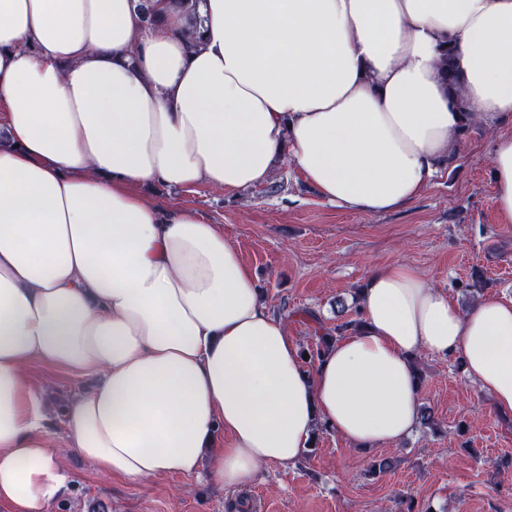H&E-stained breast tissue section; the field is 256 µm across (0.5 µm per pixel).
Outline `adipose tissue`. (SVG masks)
Listing matches in <instances>:
<instances>
[{"mask_svg":"<svg viewBox=\"0 0 512 512\" xmlns=\"http://www.w3.org/2000/svg\"><path fill=\"white\" fill-rule=\"evenodd\" d=\"M152 2L151 26L141 0H0V505L46 512L65 452L132 484L240 487L320 424L398 445L423 353L460 358L512 415V298L465 311L406 262L371 268L359 326L309 369L223 227L140 191L236 194L289 160L336 207L412 202L465 128L512 124V0H203L195 49ZM491 169L512 224V135ZM34 361L96 378L59 449ZM455 60V48L448 47V49L445 51L441 59V66L444 69L445 73L448 75V81L450 85L454 88V92L456 95V103L459 107V112H471V109L464 100L462 87L460 85V82L458 81Z\"/></svg>","mask_w":512,"mask_h":512,"instance_id":"adipose-tissue-1","label":"adipose tissue"}]
</instances>
